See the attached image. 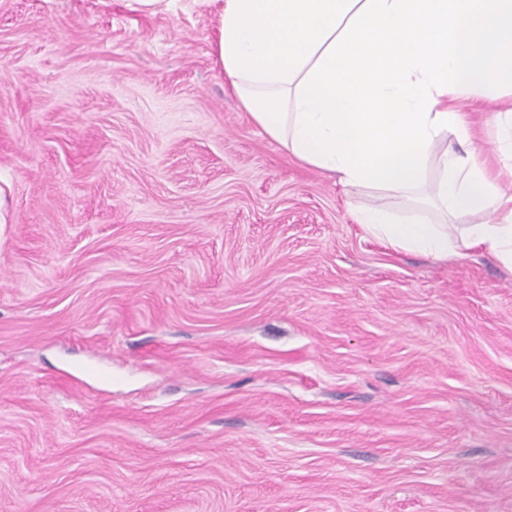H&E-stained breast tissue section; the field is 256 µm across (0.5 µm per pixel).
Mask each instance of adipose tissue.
<instances>
[{
	"label": "adipose tissue",
	"mask_w": 512,
	"mask_h": 512,
	"mask_svg": "<svg viewBox=\"0 0 512 512\" xmlns=\"http://www.w3.org/2000/svg\"><path fill=\"white\" fill-rule=\"evenodd\" d=\"M218 55L253 123L299 162L345 186L426 197L448 216L361 209L364 233L442 260L486 253L512 270V104L499 114L500 173L469 148L458 104L512 91V0H223ZM452 133L465 149L440 157ZM486 221L461 223V216Z\"/></svg>",
	"instance_id": "obj_1"
}]
</instances>
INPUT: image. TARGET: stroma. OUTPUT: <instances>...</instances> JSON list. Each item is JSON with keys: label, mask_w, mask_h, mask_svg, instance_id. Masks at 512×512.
I'll return each instance as SVG.
<instances>
[{"label": "stroma", "mask_w": 512, "mask_h": 512, "mask_svg": "<svg viewBox=\"0 0 512 512\" xmlns=\"http://www.w3.org/2000/svg\"><path fill=\"white\" fill-rule=\"evenodd\" d=\"M219 12L0 0V512H512V271L366 236Z\"/></svg>", "instance_id": "1"}]
</instances>
